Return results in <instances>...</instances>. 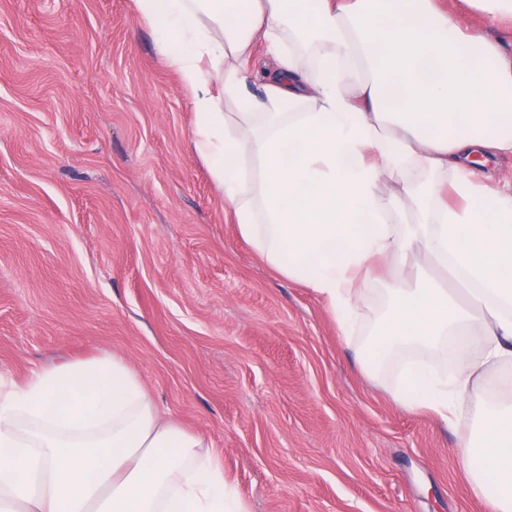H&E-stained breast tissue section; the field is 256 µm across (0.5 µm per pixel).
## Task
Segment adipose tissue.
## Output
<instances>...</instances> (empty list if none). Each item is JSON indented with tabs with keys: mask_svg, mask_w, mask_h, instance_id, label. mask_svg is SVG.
I'll list each match as a JSON object with an SVG mask.
<instances>
[{
	"mask_svg": "<svg viewBox=\"0 0 512 512\" xmlns=\"http://www.w3.org/2000/svg\"><path fill=\"white\" fill-rule=\"evenodd\" d=\"M132 2L191 97L195 149L240 235L341 330L377 260L423 255L430 276L394 288L362 364L455 337L454 373L411 365L395 397L451 425L469 412L478 431L460 441L463 468L487 512H512V397L470 395L485 368L512 365V194L474 179L512 153V51L436 0ZM258 47L271 65L255 96ZM447 173L461 206L439 195ZM385 177L403 181L389 208ZM392 213L413 221L392 227ZM207 446L115 355L21 382L0 373V512H246Z\"/></svg>",
	"mask_w": 512,
	"mask_h": 512,
	"instance_id": "1",
	"label": "adipose tissue"
}]
</instances>
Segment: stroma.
I'll use <instances>...</instances> for the list:
<instances>
[{"label": "stroma", "instance_id": "35a3bbf8", "mask_svg": "<svg viewBox=\"0 0 512 512\" xmlns=\"http://www.w3.org/2000/svg\"><path fill=\"white\" fill-rule=\"evenodd\" d=\"M194 111L132 0H0V372L106 352L204 434L248 512H485L458 461L470 424L394 399L405 350L351 334L239 234L194 151Z\"/></svg>", "mask_w": 512, "mask_h": 512}]
</instances>
